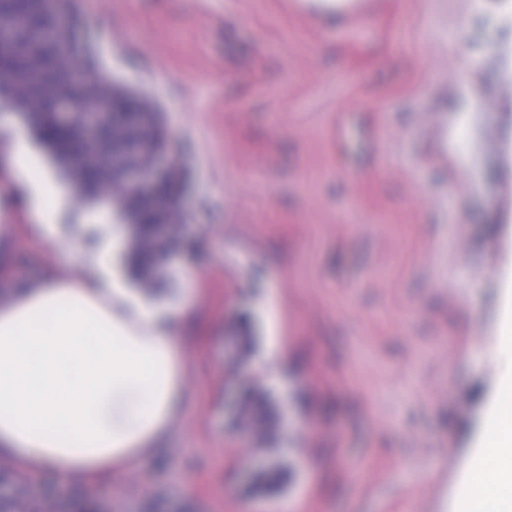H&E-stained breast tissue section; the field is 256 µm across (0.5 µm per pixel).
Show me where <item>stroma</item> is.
Instances as JSON below:
<instances>
[{
  "label": "stroma",
  "mask_w": 512,
  "mask_h": 512,
  "mask_svg": "<svg viewBox=\"0 0 512 512\" xmlns=\"http://www.w3.org/2000/svg\"><path fill=\"white\" fill-rule=\"evenodd\" d=\"M66 5L190 172V247L167 286L191 296L184 422L94 498L112 512L159 494L188 512H452L512 291V0H373L353 26L297 0ZM31 203L0 183L22 281L65 260L34 240ZM274 336L286 355L270 357ZM247 389L278 410L272 453L224 426ZM268 459L285 481L255 491Z\"/></svg>",
  "instance_id": "stroma-1"
}]
</instances>
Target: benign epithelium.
Returning <instances> with one entry per match:
<instances>
[{"label":"benign epithelium","instance_id":"7a95c632","mask_svg":"<svg viewBox=\"0 0 512 512\" xmlns=\"http://www.w3.org/2000/svg\"><path fill=\"white\" fill-rule=\"evenodd\" d=\"M30 1L51 19L53 41L69 62V86L49 84L50 105L41 114L40 125L56 129L72 148L69 165L75 178L71 186L82 195L88 191L85 173L96 174L97 202L112 213L128 209L133 214L132 234L150 262L167 266L185 245L177 227L184 223L180 197L187 169L180 154L170 148L151 104L116 88L92 64L62 0H0V83L12 85L19 80L23 59L43 42L45 29L40 24L30 17L26 28L19 29L14 24L16 14L5 8L9 2ZM2 111L17 117L29 135L35 134L23 99L1 97ZM104 157L112 158V165L101 166Z\"/></svg>","mask_w":512,"mask_h":512}]
</instances>
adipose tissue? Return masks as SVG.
<instances>
[{
  "instance_id": "obj_1",
  "label": "adipose tissue",
  "mask_w": 512,
  "mask_h": 512,
  "mask_svg": "<svg viewBox=\"0 0 512 512\" xmlns=\"http://www.w3.org/2000/svg\"><path fill=\"white\" fill-rule=\"evenodd\" d=\"M28 145L0 129V163L36 191L35 231L66 250L49 216L59 193L50 174L19 165ZM101 238L76 278L11 284L0 301V457L26 476L95 483L136 471L168 439L189 398L180 354L184 303L133 286L107 261ZM495 411L459 485L454 512H512V314L500 333Z\"/></svg>"
}]
</instances>
